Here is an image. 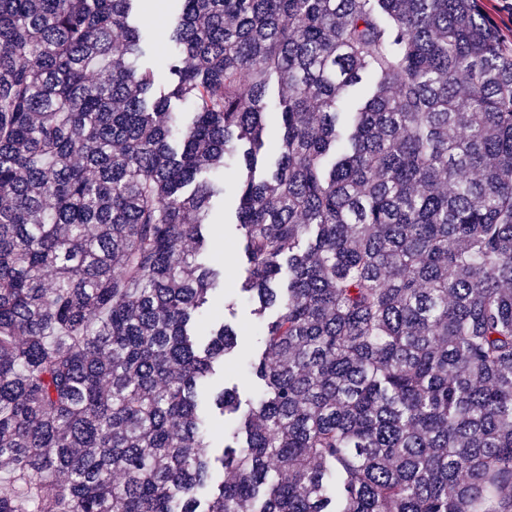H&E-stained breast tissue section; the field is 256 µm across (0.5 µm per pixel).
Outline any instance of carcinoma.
I'll return each mask as SVG.
<instances>
[{"mask_svg": "<svg viewBox=\"0 0 512 512\" xmlns=\"http://www.w3.org/2000/svg\"><path fill=\"white\" fill-rule=\"evenodd\" d=\"M141 2L0 0V512H512V47L478 0H179L163 94ZM230 160L238 291L278 310L247 400L212 385L235 330L195 332ZM280 150V125L276 114H270L263 151L270 164L274 163Z\"/></svg>", "mask_w": 512, "mask_h": 512, "instance_id": "cac0c4a2", "label": "carcinoma"}]
</instances>
